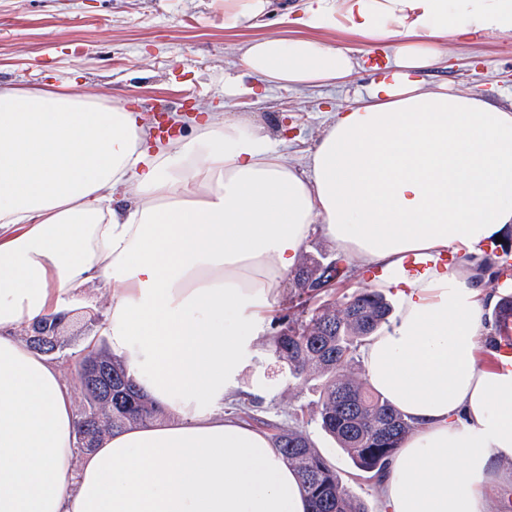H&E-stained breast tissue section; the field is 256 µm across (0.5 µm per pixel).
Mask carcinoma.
I'll use <instances>...</instances> for the list:
<instances>
[{"label": "carcinoma", "mask_w": 512, "mask_h": 512, "mask_svg": "<svg viewBox=\"0 0 512 512\" xmlns=\"http://www.w3.org/2000/svg\"><path fill=\"white\" fill-rule=\"evenodd\" d=\"M488 253L477 270L495 282L507 268ZM331 262L326 255H307L293 274L288 306L276 319L277 331L268 347L273 357L288 367L291 377L307 380L323 378L319 399L310 421L332 437L352 462L357 476L378 486L380 478L397 453L412 425L367 381L361 364V348L367 338L390 322L392 305L375 288H361L334 298L337 287L354 278L357 268L345 261L336 286L318 292L322 265ZM485 321L492 324L495 344L512 345V295L502 298ZM28 330L27 343L48 355L61 349L60 332L37 336ZM91 359L107 368V384L112 399L89 386L80 367ZM74 369L84 392L85 403L78 413L77 446L90 451L110 432L146 426L161 414L147 399L123 363L109 360L94 351L74 356ZM275 444L300 474L301 486L311 503V512H369L366 502L351 494L335 465L315 448L301 427L283 429Z\"/></svg>", "instance_id": "obj_1"}]
</instances>
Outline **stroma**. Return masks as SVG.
Wrapping results in <instances>:
<instances>
[{"label":"stroma","instance_id":"obj_1","mask_svg":"<svg viewBox=\"0 0 512 512\" xmlns=\"http://www.w3.org/2000/svg\"><path fill=\"white\" fill-rule=\"evenodd\" d=\"M303 0H270L266 16L252 28L224 24V0H0V84L43 86L74 84L76 90L150 116L151 104L183 118L189 134L208 114L222 112L254 118L284 139L289 164L304 166L328 115L354 103L352 91L333 87L298 90L266 86L248 77L240 56L250 39L281 34V17L297 11ZM446 62L424 72L427 91L476 93L512 104V34L479 44L448 41ZM250 89L244 96L224 92L225 78ZM106 298L97 289L74 304L61 330L65 347L53 354L68 380H75L71 353L107 347L95 319ZM260 376L269 384L264 395H245L225 412L247 404L254 425L268 435L285 426H306L320 452L337 468L349 491L364 499L371 512L378 496L335 442L309 416L322 381H298L259 339Z\"/></svg>","mask_w":512,"mask_h":512}]
</instances>
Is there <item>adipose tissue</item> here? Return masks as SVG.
<instances>
[{
	"label": "adipose tissue",
	"instance_id": "ef3b65f1",
	"mask_svg": "<svg viewBox=\"0 0 512 512\" xmlns=\"http://www.w3.org/2000/svg\"><path fill=\"white\" fill-rule=\"evenodd\" d=\"M295 25L342 28L386 54L378 79L322 130L305 168L264 125L214 114L152 139L140 114L66 87L0 85V512H308L297 471L225 414L313 234L393 269L412 253L456 266L398 289L362 348L373 388L414 425L382 479L384 512H495L512 484V359L479 362L484 246L512 231V107L424 91L448 40L512 33V0H304ZM267 85H348L351 48L249 40ZM101 332L171 421L77 449L59 366L20 333L91 287Z\"/></svg>",
	"mask_w": 512,
	"mask_h": 512
}]
</instances>
